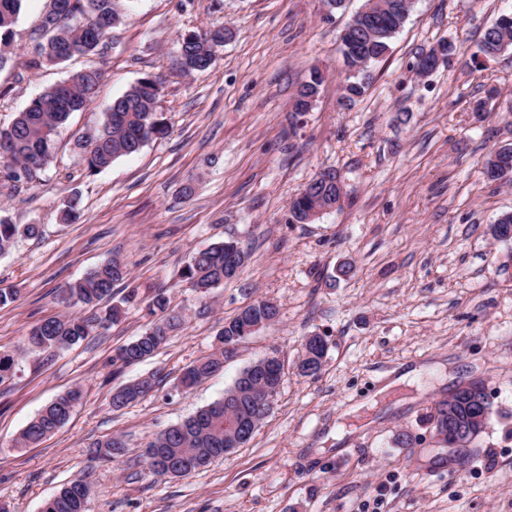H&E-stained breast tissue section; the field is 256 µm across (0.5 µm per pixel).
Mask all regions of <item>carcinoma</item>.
<instances>
[{"label":"carcinoma","instance_id":"carcinoma-1","mask_svg":"<svg viewBox=\"0 0 512 512\" xmlns=\"http://www.w3.org/2000/svg\"><path fill=\"white\" fill-rule=\"evenodd\" d=\"M24 0H0V47L9 46L13 27L17 21ZM77 15L65 28L48 25L49 14L42 19V33L38 38L41 51L36 52L27 62V68L38 70L55 65L54 53L59 49L73 48L79 55L94 53L100 44L112 33V29L123 20L120 0H75ZM412 8V0H377V12L382 16L378 30L373 31L358 43H341V53L348 76L344 90L349 92V100L363 95L365 83L363 73L366 63H377L385 58L390 50L391 39L406 21ZM231 31L225 28L205 33L188 32L179 40L181 63L188 73L203 72L209 69L216 59L217 48ZM480 52L490 58L512 50V14L500 15L485 28L480 40ZM103 78L99 68H85L73 72L67 80L55 85L31 99L13 122L0 128V173L10 185V191L20 192L32 187L40 179V174L53 157L55 138L73 112L82 110L90 102ZM323 84L322 72L310 71L298 89L294 102V112H307V100L316 97ZM160 84L152 75H146L130 86L112 102V111L104 113L100 128L92 136H82L76 140L79 150L84 153L87 170L93 174L112 165L122 156L138 153L150 140L164 139L170 133L169 123L158 109ZM335 190L317 174L305 186V190L290 203L289 219L304 223L305 212L315 204L333 200ZM38 225H19L0 217V254L8 253L18 238L35 236ZM235 248V242L225 240L213 243L193 254L190 262L183 267L181 278L201 296L212 289L237 277L241 265L230 266L227 257ZM128 276L126 268L117 260H111L90 271L84 278L68 284L62 289L61 302L66 305H81L88 310L84 316H55L34 326L25 342L27 348L48 352L60 349L85 339L99 328H108L120 321L121 305H134L140 302L138 293L129 291L121 304L105 310L99 304L112 296L113 288ZM150 313H160L151 326L141 336L118 347L112 355V374L139 364L153 357L171 336L179 332L185 317L173 308L169 299L158 293L148 302ZM253 324L258 329L272 325L277 317V308L264 300L249 304ZM240 316L224 322L218 333V348L214 353L202 357L187 366L180 378L183 389L188 390L224 368V347L239 344L245 337L239 335ZM329 348L323 336L311 339L305 349L314 354L315 368L299 372L301 376L317 374ZM16 360L13 354L0 351V384L10 380L15 374ZM262 385V377L255 376L252 382L244 385L236 380L226 394H234L242 407L225 409L224 400H218L199 410L183 422L174 425L149 443L151 448H160L157 455L146 454L145 466L152 474H170L172 477L189 475L207 466L214 459L224 456V444L233 434L235 421L242 414L253 419V427H259L271 407L256 409L253 396L256 388ZM155 387L152 378L135 380L118 388L112 394V407L121 408L135 401L139 396ZM71 392L59 396L48 404L20 433L17 444L21 447L35 445L48 435L61 428L71 417L69 411ZM454 403L458 413V424L464 425L472 413L474 405L462 395L435 404L432 421L443 422L442 415L449 403ZM105 449L103 457L112 460L124 451L121 436L114 435L96 444ZM90 489L81 479H74L62 486L53 497L47 499L41 512H89Z\"/></svg>","mask_w":512,"mask_h":512}]
</instances>
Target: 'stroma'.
Returning a JSON list of instances; mask_svg holds the SVG:
<instances>
[{"label": "stroma", "mask_w": 512, "mask_h": 512, "mask_svg": "<svg viewBox=\"0 0 512 512\" xmlns=\"http://www.w3.org/2000/svg\"><path fill=\"white\" fill-rule=\"evenodd\" d=\"M122 23L96 55L30 70L47 0H25L12 58L0 67V127L44 89L88 66L104 77L95 99L72 113L35 187L0 188V216L40 225L0 255V349L16 377L0 385V503L40 512L70 480L85 478L90 512H512V242L489 227L512 212V184L484 181L492 151L512 146V51L474 65L484 29L512 0H414L388 55L367 73L365 94L340 103L339 35L362 0H124ZM231 27L206 71L185 75L179 37ZM451 65L421 78L414 64L439 41ZM326 73L309 112L293 114L312 68ZM161 84L171 132L139 153L89 173L75 146L97 131L113 99L145 74ZM483 114H476L477 103ZM336 171L346 194L310 224L288 207L320 171ZM192 186L184 196V186ZM80 216L62 223L71 198ZM236 238L251 253L239 277L199 298L180 273L193 251ZM126 266L124 287L162 292L183 311V329L146 362L112 372L116 347L149 318L130 306L116 325L53 352L27 350L41 320L67 313L59 293L109 260ZM353 272L335 278L338 266ZM257 299L277 322L240 343L224 369L187 392L177 382L209 355L225 321ZM329 350L320 372L299 376L305 337ZM284 363L280 387L253 438L192 474L146 471L148 443L223 397L268 353ZM401 396L381 388L403 371ZM156 375L152 391L113 408V392ZM483 382L492 402L465 460L435 440L434 404ZM82 403L40 444L20 448L24 427L58 395ZM410 447H400L401 434ZM122 435L115 461L96 447Z\"/></svg>", "instance_id": "35a3bbf8"}]
</instances>
